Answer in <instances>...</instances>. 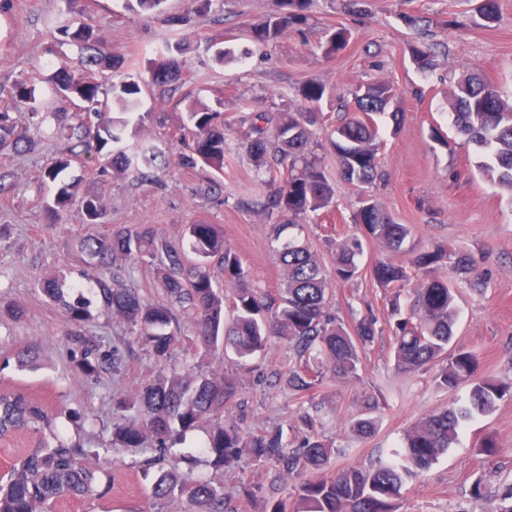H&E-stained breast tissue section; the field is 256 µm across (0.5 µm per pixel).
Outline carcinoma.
<instances>
[{"mask_svg": "<svg viewBox=\"0 0 512 512\" xmlns=\"http://www.w3.org/2000/svg\"><path fill=\"white\" fill-rule=\"evenodd\" d=\"M280 2L278 13L252 27V37L261 46L309 24L312 0ZM66 4L70 19L62 32L83 42L86 71L119 72L124 58L92 40L91 16L79 0ZM188 49L185 39L166 43L145 59L149 77L126 74L112 84V98L104 101L99 99L100 85L75 77L63 62L56 65L51 90L83 103L79 112L38 111L35 82L19 75L11 108L28 111L37 125L52 118L55 135L67 142L66 151L47 163L45 176L57 180L74 159L102 173L130 170L140 181H150L176 165L205 172L201 194L224 201L221 177L235 121L224 113V99L210 105L185 88L178 56ZM145 87L156 88L165 103L180 111L183 134L175 155L155 140L141 137L145 119H163L139 111ZM325 94V86L308 83L299 89L306 106L275 104L240 120L246 126L243 147L253 177L252 188L236 197L235 207L258 215L270 226L274 258L283 269L279 289L265 291L251 283L240 255L224 240L220 224L184 225L185 246L172 242L152 224H110L102 234L83 235L78 240L83 260L78 278L70 281L62 271L38 283L40 294L59 308L76 375L94 382L119 376L125 352L135 343L167 364L189 325L195 348L204 357L222 359L231 352L243 365L263 354L271 339L287 342L293 356L279 382L298 399L312 394L327 378L342 382L361 378L365 349L378 333L377 321L366 314L347 325L331 311L329 290L334 280L348 283L362 276L357 258L363 254V239L325 240L333 255L329 268L294 230L334 201L326 156L336 159L342 179L355 187L364 188L380 177L383 139L378 118L387 114L399 120L398 92L387 80L362 82L351 91L352 100L342 105L344 112L334 124L318 106ZM101 101L104 107H96ZM450 108L456 133L480 150L478 169L512 195V101L471 71L455 85ZM325 125L330 133L322 143L314 138L313 128ZM39 146L40 140L15 134L10 114L0 112V152H35ZM70 187L59 184L46 205L49 223H57L60 213L75 202ZM80 204L86 223H102L104 210L96 198L85 197ZM354 223L365 226V236L392 253L402 251L411 236L408 225L397 223L373 200L369 211L356 209ZM118 260L133 267L148 266L157 277L160 299L149 301L135 288L113 285ZM479 265L473 252L450 255L441 248L412 249L405 262L379 260L372 265L370 280L379 288L395 289L389 302L396 369L414 375L444 362L432 382L451 397L442 410L414 421L388 458L371 467H348L329 477L320 474L342 449L319 436L314 430L316 419L310 415L305 416L308 432L295 445L284 443L280 431L242 432L236 422L224 420V407L240 392L237 377L216 376L202 362L182 370L174 367L128 395L112 396V445L140 448L151 442L154 456L146 465L158 462L161 467L147 485L149 497L160 503L185 497L193 512H227L223 483L193 478L180 467L187 456L172 452L187 432L203 424L209 431L198 450L210 458L215 470L233 465L248 451L299 479L291 500L268 502L262 512H398L404 486L427 472L457 442L465 424L491 412L506 393L494 379L476 374L471 353H448L458 308L455 288L439 270L446 266L467 287L482 290L486 282ZM89 294L97 300L100 315L130 324L133 340L122 348L111 347L86 334L94 300L87 298ZM37 357L35 344L14 352L21 369L34 365ZM56 420L28 393L0 391V435L37 437L14 467L10 481L0 486V512H50V505L62 497L107 494L108 488H100L103 468L90 462L99 452L56 434ZM377 427L378 419L370 415L350 425L360 436Z\"/></svg>", "mask_w": 512, "mask_h": 512, "instance_id": "obj_1", "label": "carcinoma"}]
</instances>
